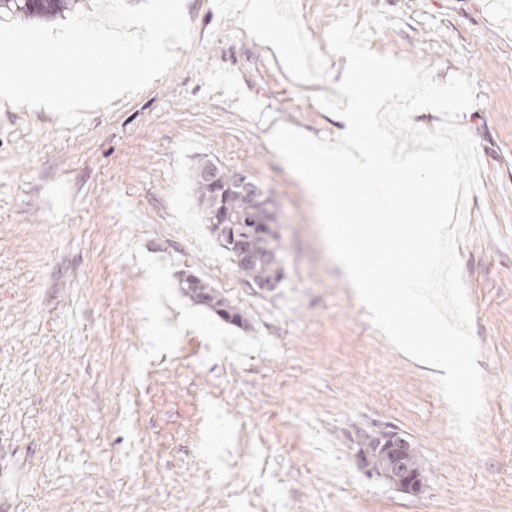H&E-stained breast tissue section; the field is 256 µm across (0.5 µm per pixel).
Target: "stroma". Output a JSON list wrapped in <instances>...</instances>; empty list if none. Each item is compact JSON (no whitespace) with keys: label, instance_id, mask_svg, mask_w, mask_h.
<instances>
[{"label":"stroma","instance_id":"obj_1","mask_svg":"<svg viewBox=\"0 0 512 512\" xmlns=\"http://www.w3.org/2000/svg\"><path fill=\"white\" fill-rule=\"evenodd\" d=\"M239 0H184L193 44L147 88L66 127L0 103V512H512V7L489 0H279L308 59L287 68ZM388 19L370 48L472 80L458 118L480 171L457 243L484 408L473 442L434 370L372 323L314 197L268 144L284 123L336 139L343 14ZM235 73L244 111L215 72ZM201 157L278 204L285 276L251 286L194 204ZM190 271L245 315L183 298ZM415 448L413 496L357 460L363 435Z\"/></svg>","mask_w":512,"mask_h":512}]
</instances>
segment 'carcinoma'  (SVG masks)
<instances>
[{"mask_svg":"<svg viewBox=\"0 0 512 512\" xmlns=\"http://www.w3.org/2000/svg\"><path fill=\"white\" fill-rule=\"evenodd\" d=\"M82 5L83 0H0V17L53 20L80 11ZM211 165L209 158H199L193 164L191 181L201 220L249 284L262 288L278 275L282 250L281 238L272 228L274 219L265 207V199L272 197V190L262 185L256 192L244 190L239 185L240 172L229 168L224 169V181L214 184L199 176L201 170ZM244 224L255 228L262 242L259 252L246 263L237 261L233 244ZM178 288L184 297L208 313L232 323L244 321L240 311L224 300V293L208 280L196 274L187 279L180 277Z\"/></svg>","mask_w":512,"mask_h":512,"instance_id":"1","label":"carcinoma"}]
</instances>
